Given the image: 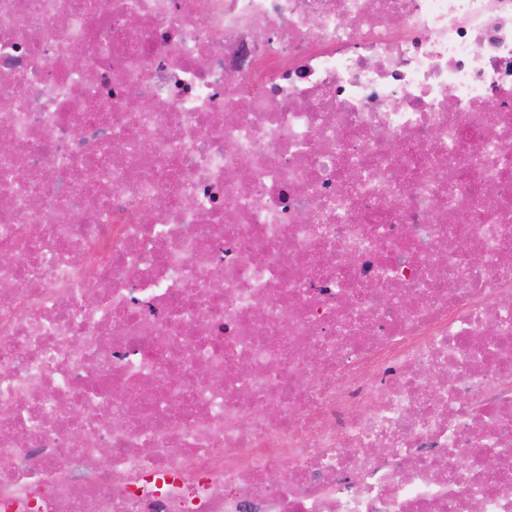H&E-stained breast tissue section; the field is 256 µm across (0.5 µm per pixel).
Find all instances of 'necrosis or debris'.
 <instances>
[{"label":"necrosis or debris","instance_id":"4bbe7bcc","mask_svg":"<svg viewBox=\"0 0 512 512\" xmlns=\"http://www.w3.org/2000/svg\"><path fill=\"white\" fill-rule=\"evenodd\" d=\"M0 101V512H512V0H0Z\"/></svg>","mask_w":512,"mask_h":512}]
</instances>
